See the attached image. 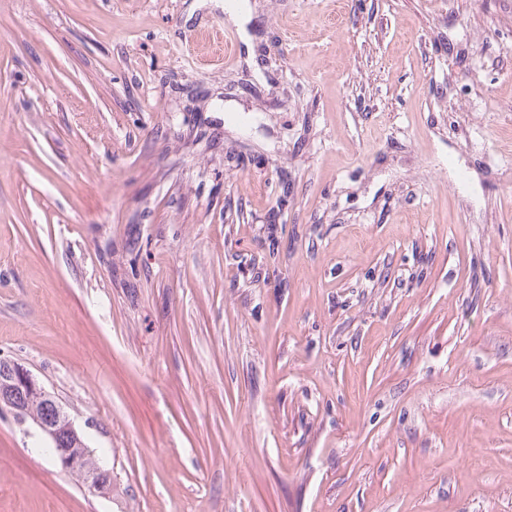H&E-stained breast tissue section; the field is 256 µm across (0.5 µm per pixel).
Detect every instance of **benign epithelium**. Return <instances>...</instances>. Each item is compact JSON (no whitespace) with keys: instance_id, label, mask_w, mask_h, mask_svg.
Segmentation results:
<instances>
[{"instance_id":"benign-epithelium-1","label":"benign epithelium","mask_w":512,"mask_h":512,"mask_svg":"<svg viewBox=\"0 0 512 512\" xmlns=\"http://www.w3.org/2000/svg\"><path fill=\"white\" fill-rule=\"evenodd\" d=\"M43 401V411L32 412V402ZM0 411H8L20 423L33 417L37 430L56 451L62 471L83 475L94 493L111 492L112 475L90 448L78 439L73 420L64 415L56 397L16 360L0 359Z\"/></svg>"}]
</instances>
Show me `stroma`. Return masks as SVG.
Here are the masks:
<instances>
[{
	"mask_svg": "<svg viewBox=\"0 0 512 512\" xmlns=\"http://www.w3.org/2000/svg\"><path fill=\"white\" fill-rule=\"evenodd\" d=\"M0 0V512H512V0ZM43 401L32 412L33 401ZM56 397L16 360L0 359V411H9L20 423L34 417L37 430L56 451L62 471L83 475L85 483L99 496L111 492L112 475L79 438L73 420L64 415ZM77 440L73 441L72 438ZM79 444V448L73 446Z\"/></svg>",
	"mask_w": 512,
	"mask_h": 512,
	"instance_id": "obj_1",
	"label": "stroma"
}]
</instances>
